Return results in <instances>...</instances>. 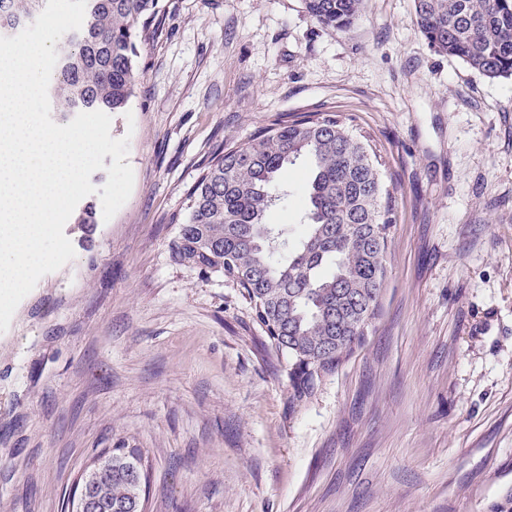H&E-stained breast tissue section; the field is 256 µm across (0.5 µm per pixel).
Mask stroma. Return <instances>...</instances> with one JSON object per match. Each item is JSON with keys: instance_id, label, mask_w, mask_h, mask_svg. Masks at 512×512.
<instances>
[{"instance_id": "obj_1", "label": "stroma", "mask_w": 512, "mask_h": 512, "mask_svg": "<svg viewBox=\"0 0 512 512\" xmlns=\"http://www.w3.org/2000/svg\"><path fill=\"white\" fill-rule=\"evenodd\" d=\"M111 135L134 186L0 333V512H68L106 448L142 449L146 512H512V78L441 55L413 0L327 28L304 0H160ZM366 137L391 195L379 306L296 410L242 288L173 263L220 144L281 113ZM308 166L271 224H300Z\"/></svg>"}]
</instances>
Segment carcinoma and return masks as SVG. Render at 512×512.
<instances>
[{
	"label": "carcinoma",
	"mask_w": 512,
	"mask_h": 512,
	"mask_svg": "<svg viewBox=\"0 0 512 512\" xmlns=\"http://www.w3.org/2000/svg\"><path fill=\"white\" fill-rule=\"evenodd\" d=\"M325 27L350 24L362 0H304ZM47 0H0V36L22 31ZM159 0H86L82 27L63 37L48 96L56 112L125 110L139 74L136 40ZM420 32L435 50L489 78H512V0H414ZM309 164L303 234L266 223L286 195L282 170ZM390 190L379 161L352 126L331 113L280 115L251 143L225 147L188 193V215L170 242L171 260L218 272L244 290L269 345L286 356L290 407L351 354L375 315L385 279ZM75 223L90 232V203ZM96 479L112 512H145V485L131 472L146 468L139 448H108Z\"/></svg>",
	"instance_id": "obj_1"
}]
</instances>
